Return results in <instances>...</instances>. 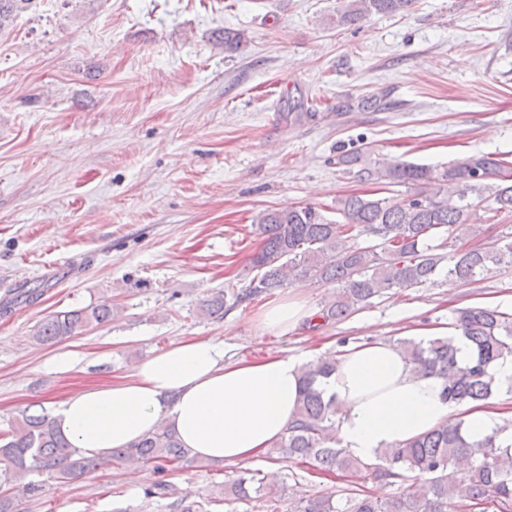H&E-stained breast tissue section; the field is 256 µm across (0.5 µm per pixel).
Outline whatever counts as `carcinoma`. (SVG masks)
<instances>
[{
    "instance_id": "cac0c4a2",
    "label": "carcinoma",
    "mask_w": 512,
    "mask_h": 512,
    "mask_svg": "<svg viewBox=\"0 0 512 512\" xmlns=\"http://www.w3.org/2000/svg\"><path fill=\"white\" fill-rule=\"evenodd\" d=\"M37 0H0V32L15 16ZM414 0H347L337 22L354 24L373 14L404 15ZM358 175L397 186L408 185L416 194L399 199L350 194L338 201L343 222L327 220L311 205L264 210L256 215L261 243L253 254V277L240 290L222 291L202 303L210 316L224 314V306L250 303L273 296L292 277L334 286L321 305V324L337 323L357 307L389 290L424 285L440 274L470 283L489 265L512 263V235L495 244L447 249V239L434 243L443 232L448 239L476 234L469 194L485 180H495L494 213H512V162L485 155L467 156L438 170L394 160L364 165ZM366 232L378 243L359 246L352 232ZM108 302L56 312L41 321L32 339L49 344L82 333L90 325L112 320ZM448 327L461 332L471 345L472 361L461 366L447 336L404 338L397 346L415 368L444 379V396L455 404L477 402L504 391L512 394V379L495 383L490 365L512 356V314L493 306L454 309ZM334 355L304 366L297 417L271 453L290 460H308L324 473L367 472L399 485L402 491L385 500L353 490L335 502L330 496L302 498L294 512H461L490 500L498 512H512V446L503 447L491 435L482 441L466 438L462 423H446L405 443L377 452L375 462L352 456L336 432L339 408L336 397L323 385L336 371ZM112 460L154 463L162 473L191 462L175 432L162 427L128 448L112 449ZM98 467V461L79 454L60 435L46 414H22L0 433V512H17L19 492L39 489L31 476H47L68 486ZM221 500H265L266 512H280L282 488L244 471L218 490Z\"/></svg>"
}]
</instances>
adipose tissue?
<instances>
[{
    "label": "adipose tissue",
    "mask_w": 512,
    "mask_h": 512,
    "mask_svg": "<svg viewBox=\"0 0 512 512\" xmlns=\"http://www.w3.org/2000/svg\"><path fill=\"white\" fill-rule=\"evenodd\" d=\"M311 316L294 295L265 310L259 326L283 336ZM302 365L288 354L231 361L222 342H180L120 381L69 395L52 419L86 457L133 445L165 424L191 457L234 465L266 453L294 421ZM326 389L340 405L336 427L344 447L363 460L447 421H463L471 440L493 435L501 445L512 443V428L502 427L507 414L495 402L448 403L441 379L415 374L389 341L345 349Z\"/></svg>",
    "instance_id": "obj_1"
}]
</instances>
